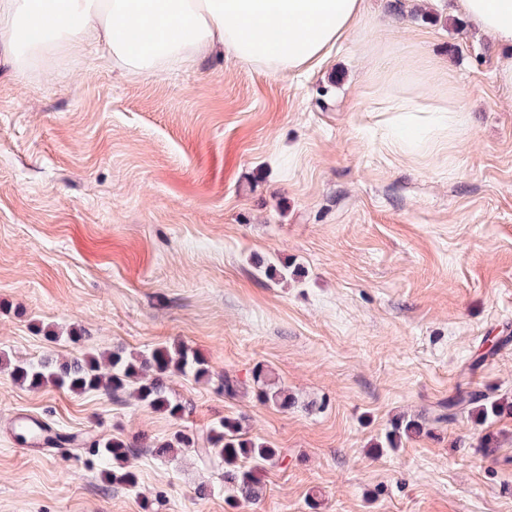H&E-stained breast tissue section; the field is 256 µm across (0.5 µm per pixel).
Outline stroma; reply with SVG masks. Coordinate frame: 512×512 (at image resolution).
<instances>
[{
    "instance_id": "obj_1",
    "label": "stroma",
    "mask_w": 512,
    "mask_h": 512,
    "mask_svg": "<svg viewBox=\"0 0 512 512\" xmlns=\"http://www.w3.org/2000/svg\"><path fill=\"white\" fill-rule=\"evenodd\" d=\"M402 2L370 0L362 30L310 75L220 47L132 75L99 46L21 73L0 45V352L63 361L179 340L214 379L250 383L260 362L296 400L284 410L176 375V419L2 369L0 512H512V415L435 419L461 388L512 400L506 50L460 22L456 0H426V20ZM397 69L421 86L412 106L453 96L458 136L392 145L376 91ZM490 334L497 353L472 366ZM19 413L137 442L136 486L103 481L79 448L20 441ZM402 413L426 433L376 450ZM227 417L286 457L257 501L233 506L223 468L151 450Z\"/></svg>"
}]
</instances>
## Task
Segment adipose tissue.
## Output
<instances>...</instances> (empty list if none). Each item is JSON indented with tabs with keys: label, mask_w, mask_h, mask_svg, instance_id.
Masks as SVG:
<instances>
[{
	"label": "adipose tissue",
	"mask_w": 512,
	"mask_h": 512,
	"mask_svg": "<svg viewBox=\"0 0 512 512\" xmlns=\"http://www.w3.org/2000/svg\"><path fill=\"white\" fill-rule=\"evenodd\" d=\"M483 33L512 45V0H459ZM366 0H0V39L18 71L81 41H106L113 67L132 74L190 66L209 49L273 72L321 69L366 18ZM426 126L456 137L461 110L443 96ZM422 125V126H425ZM422 126L400 127L415 145Z\"/></svg>",
	"instance_id": "adipose-tissue-1"
}]
</instances>
